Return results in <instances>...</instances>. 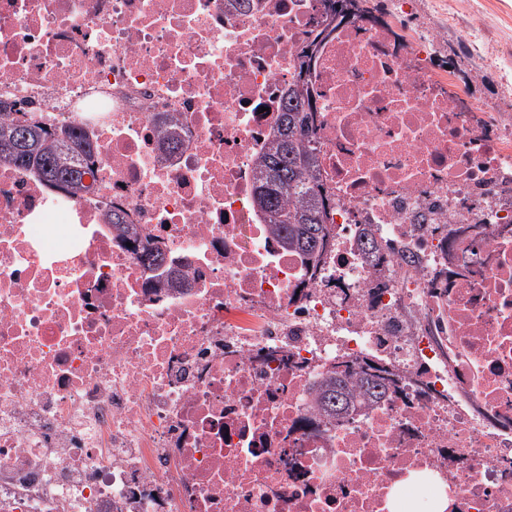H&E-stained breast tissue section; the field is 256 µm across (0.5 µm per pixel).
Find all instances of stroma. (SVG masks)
I'll return each instance as SVG.
<instances>
[{"instance_id":"35a3bbf8","label":"stroma","mask_w":512,"mask_h":512,"mask_svg":"<svg viewBox=\"0 0 512 512\" xmlns=\"http://www.w3.org/2000/svg\"><path fill=\"white\" fill-rule=\"evenodd\" d=\"M400 37H438L434 60L466 105L512 116V0H368Z\"/></svg>"}]
</instances>
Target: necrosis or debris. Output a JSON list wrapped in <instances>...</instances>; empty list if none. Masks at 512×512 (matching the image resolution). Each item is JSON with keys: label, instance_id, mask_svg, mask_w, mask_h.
Returning a JSON list of instances; mask_svg holds the SVG:
<instances>
[{"label": "necrosis or debris", "instance_id": "obj_1", "mask_svg": "<svg viewBox=\"0 0 512 512\" xmlns=\"http://www.w3.org/2000/svg\"><path fill=\"white\" fill-rule=\"evenodd\" d=\"M320 28L311 270L255 186ZM1 100L91 152L74 190L0 162V512H512V119L429 40L335 0H0ZM347 363L394 381L326 419Z\"/></svg>", "mask_w": 512, "mask_h": 512}]
</instances>
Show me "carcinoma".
Segmentation results:
<instances>
[{
  "mask_svg": "<svg viewBox=\"0 0 512 512\" xmlns=\"http://www.w3.org/2000/svg\"><path fill=\"white\" fill-rule=\"evenodd\" d=\"M309 59L306 51L299 56L296 82L284 106L282 129L259 158L256 201L282 242L300 251L316 267L327 248L330 231L317 191L311 147L314 110L305 82ZM69 140L84 150L90 148L85 139L70 130L50 132L37 121L3 123L0 160L27 168L47 183L76 188L84 171L63 149ZM388 384L389 377L380 371L334 369L322 381L316 402L326 415L335 418L348 410L354 392L374 399Z\"/></svg>",
  "mask_w": 512,
  "mask_h": 512,
  "instance_id": "carcinoma-1",
  "label": "carcinoma"
}]
</instances>
